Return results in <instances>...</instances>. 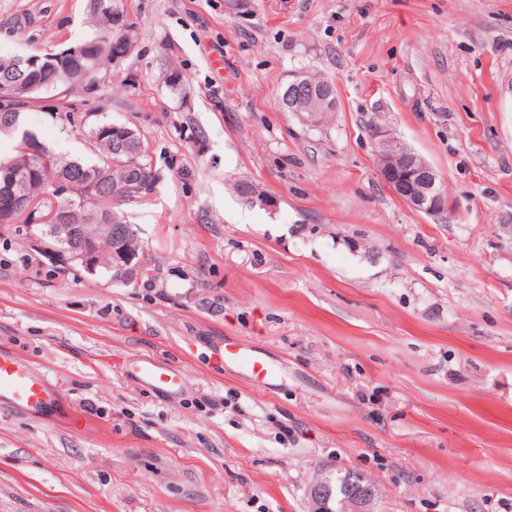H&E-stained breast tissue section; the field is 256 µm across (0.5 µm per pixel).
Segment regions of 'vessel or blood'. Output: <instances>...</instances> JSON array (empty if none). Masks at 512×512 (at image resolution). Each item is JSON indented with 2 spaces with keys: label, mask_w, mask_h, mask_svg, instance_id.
Returning <instances> with one entry per match:
<instances>
[{
  "label": "vessel or blood",
  "mask_w": 512,
  "mask_h": 512,
  "mask_svg": "<svg viewBox=\"0 0 512 512\" xmlns=\"http://www.w3.org/2000/svg\"><path fill=\"white\" fill-rule=\"evenodd\" d=\"M222 359L224 367L266 383L278 377L274 363L261 353L238 344H225ZM124 372L141 386L166 397L178 396L184 390V381L178 371L149 359L127 362ZM1 406L49 421L72 413L57 387L40 368L23 356L4 349H0Z\"/></svg>",
  "instance_id": "b4317fda"
}]
</instances>
